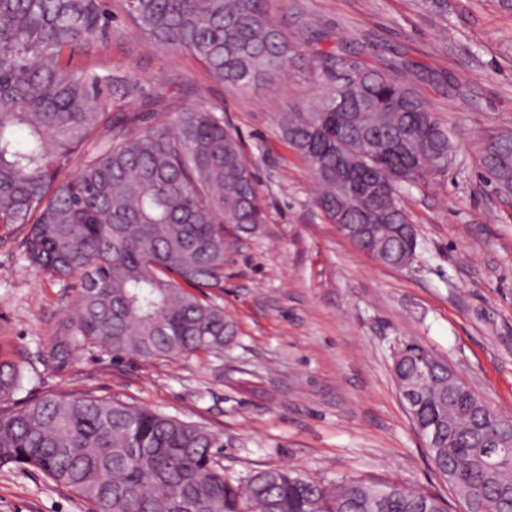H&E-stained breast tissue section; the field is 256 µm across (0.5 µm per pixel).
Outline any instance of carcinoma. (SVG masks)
Here are the masks:
<instances>
[{
  "label": "carcinoma",
  "mask_w": 512,
  "mask_h": 512,
  "mask_svg": "<svg viewBox=\"0 0 512 512\" xmlns=\"http://www.w3.org/2000/svg\"><path fill=\"white\" fill-rule=\"evenodd\" d=\"M128 20L165 51H186L229 90L283 79L295 47L265 0H121ZM110 0H0V224H22L25 259L77 290L59 330L120 358L220 352L237 325L207 291L224 286V225L265 222L239 134L200 103L170 110L137 82L72 65L111 27ZM278 126L311 170L315 205L394 267L417 252L406 188L455 159L448 123L409 86L345 66L319 99L288 104ZM79 157L74 175L60 172ZM481 177L512 191V135L485 143ZM430 373L415 424L437 432L433 470L465 512H512V461L485 466L480 444L512 439V419L488 408L424 345H402L396 382ZM18 366L0 360V469H34L89 512H448V500L404 485L288 468L224 473L207 427L87 392L46 394L16 408Z\"/></svg>",
  "instance_id": "cac0c4a2"
}]
</instances>
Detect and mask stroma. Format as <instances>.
I'll list each match as a JSON object with an SVG mask.
<instances>
[{"label":"stroma","instance_id":"obj_1","mask_svg":"<svg viewBox=\"0 0 512 512\" xmlns=\"http://www.w3.org/2000/svg\"><path fill=\"white\" fill-rule=\"evenodd\" d=\"M297 53L286 78L231 92L189 53L162 50L113 8L107 41L75 65L133 75L180 106L194 88L239 133L266 221L228 232L223 289L212 302L238 325L220 353L113 357L90 343L57 354L58 324L77 292L29 265L24 230L0 227V358L24 369L16 405L47 392L89 391L204 425L234 477L285 467L327 482L393 481L447 493L394 382L399 344L415 339L512 416V204L481 177L486 134L512 129V13L496 0H266ZM337 64L400 78L448 123V173L403 194L419 246L405 268L376 263L315 206L308 165L281 139L276 115L305 104ZM69 489L32 470H0V512H86Z\"/></svg>","mask_w":512,"mask_h":512}]
</instances>
